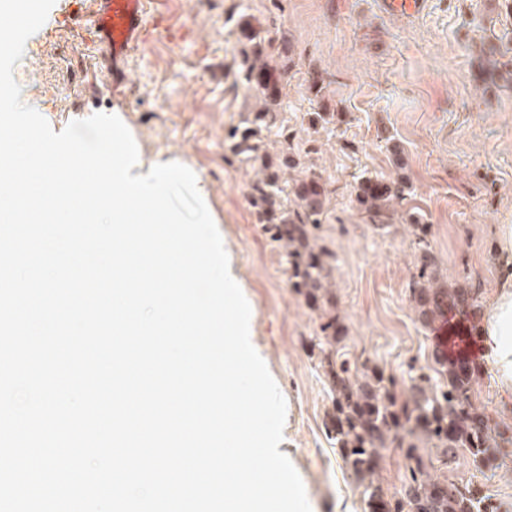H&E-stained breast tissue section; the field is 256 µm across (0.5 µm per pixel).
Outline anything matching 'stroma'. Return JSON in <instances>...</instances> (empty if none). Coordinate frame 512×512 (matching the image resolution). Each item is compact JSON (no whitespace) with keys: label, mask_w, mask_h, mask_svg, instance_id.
<instances>
[{"label":"stroma","mask_w":512,"mask_h":512,"mask_svg":"<svg viewBox=\"0 0 512 512\" xmlns=\"http://www.w3.org/2000/svg\"><path fill=\"white\" fill-rule=\"evenodd\" d=\"M59 15L25 43L14 68L23 102L51 128L119 109L146 154L182 158L211 187L210 202L236 254L251 307V342L283 394L285 453L311 512H360L356 481L325 422L330 365L376 366L409 385L433 375L434 331L418 321L410 285L420 252L407 215L418 212L438 276L451 288L489 292L497 278L495 229L512 224V0H427L411 19L380 0H162L150 34L126 61L102 50L84 12L57 0ZM251 18L288 50L286 132L270 153L291 149L303 173L330 190L318 242L333 254V302L312 309L288 279L284 249L249 204L253 170L227 135L257 99L236 78L237 21ZM323 85L322 98L309 90ZM327 107L333 123L311 127ZM399 145L411 186L388 227L353 201L364 177H395ZM336 316L342 346L320 347L319 325Z\"/></svg>","instance_id":"stroma-1"}]
</instances>
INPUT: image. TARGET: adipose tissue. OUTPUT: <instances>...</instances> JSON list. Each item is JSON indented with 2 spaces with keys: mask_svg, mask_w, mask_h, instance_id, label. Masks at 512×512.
Masks as SVG:
<instances>
[{
  "mask_svg": "<svg viewBox=\"0 0 512 512\" xmlns=\"http://www.w3.org/2000/svg\"><path fill=\"white\" fill-rule=\"evenodd\" d=\"M496 237L500 275L484 301L479 353L499 411L512 415V224L498 225Z\"/></svg>",
  "mask_w": 512,
  "mask_h": 512,
  "instance_id": "adipose-tissue-1",
  "label": "adipose tissue"
}]
</instances>
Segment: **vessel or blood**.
Returning a JSON list of instances; mask_svg holds the SVG:
<instances>
[{
    "label": "vessel or blood",
    "mask_w": 512,
    "mask_h": 512,
    "mask_svg": "<svg viewBox=\"0 0 512 512\" xmlns=\"http://www.w3.org/2000/svg\"><path fill=\"white\" fill-rule=\"evenodd\" d=\"M150 0H94L90 17L100 45L113 61L128 57L146 40L147 6Z\"/></svg>",
    "instance_id": "1"
}]
</instances>
